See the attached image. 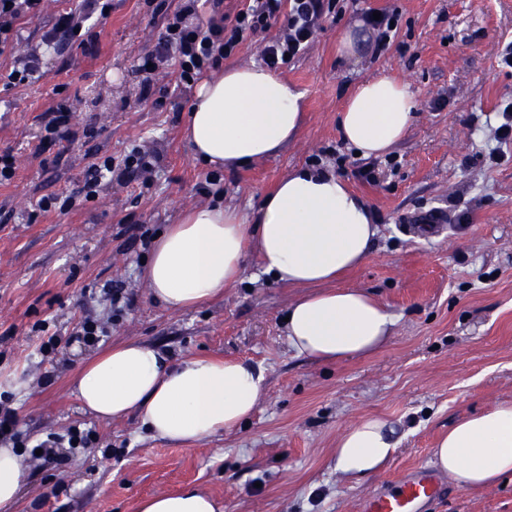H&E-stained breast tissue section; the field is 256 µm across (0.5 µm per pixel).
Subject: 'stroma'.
I'll list each match as a JSON object with an SVG mask.
<instances>
[{
    "instance_id": "stroma-1",
    "label": "stroma",
    "mask_w": 512,
    "mask_h": 512,
    "mask_svg": "<svg viewBox=\"0 0 512 512\" xmlns=\"http://www.w3.org/2000/svg\"><path fill=\"white\" fill-rule=\"evenodd\" d=\"M371 10L395 15L386 47L360 60L336 37ZM99 52L44 56L47 74L6 87L12 58L0 56V152L18 168L0 185V405L15 411L26 440L28 480L15 512H134L143 496L192 485L224 512H359L361 500L403 470L431 463L437 438L460 418L512 401V142L495 137L512 107V0H336L301 57L281 68L305 94L302 129L278 155L225 172L219 192L199 191L208 169L182 136L192 92L158 78L157 101L143 100L138 59L157 42L161 19L145 0H112L98 20ZM385 72L407 82L418 110L386 155L361 158L338 135L336 114L350 87ZM71 106L91 137L66 152L36 154L40 116ZM157 153L149 180H102L96 200L36 215L33 203L70 192L98 158L132 147ZM347 179L376 214L372 255L338 279L386 306L396 324L380 351L336 363L297 356L283 318L303 291L261 275L248 258L223 298L169 311L142 278L150 252L130 243L126 219L148 238L189 207L216 201L248 211L297 167ZM446 211L427 233L409 218ZM120 281L131 303L112 316L103 294ZM106 336L76 335L86 316ZM58 336L50 354L44 333ZM125 340L172 356L232 357L260 366L267 392L253 417L229 433L175 445L151 437L138 415L101 420L70 392L82 359ZM365 416L384 419L397 450L368 478L338 476L339 433ZM75 428L91 438L68 461L36 454L48 435ZM431 512H512V482L465 490L452 485Z\"/></svg>"
}]
</instances>
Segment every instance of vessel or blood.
I'll use <instances>...</instances> for the list:
<instances>
[{"instance_id": "vessel-or-blood-1", "label": "vessel or blood", "mask_w": 512, "mask_h": 512, "mask_svg": "<svg viewBox=\"0 0 512 512\" xmlns=\"http://www.w3.org/2000/svg\"><path fill=\"white\" fill-rule=\"evenodd\" d=\"M440 474L426 465L403 471L366 496L361 512H426L432 502L446 496Z\"/></svg>"}]
</instances>
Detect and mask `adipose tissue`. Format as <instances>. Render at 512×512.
I'll use <instances>...</instances> for the list:
<instances>
[{"label":"adipose tissue","mask_w":512,"mask_h":512,"mask_svg":"<svg viewBox=\"0 0 512 512\" xmlns=\"http://www.w3.org/2000/svg\"><path fill=\"white\" fill-rule=\"evenodd\" d=\"M410 86L380 74L358 82L337 115L344 143L361 157L387 153L416 116ZM303 94L257 64L225 68L202 80L186 115L185 138L203 164L224 171L277 155L297 138ZM377 226L370 205L344 177L308 167L281 178L259 208L245 214L215 203L183 212L155 240L145 279L151 298L183 310L223 296L255 255L262 274L308 288L287 309L288 345L324 363L369 355L391 338L395 320L358 288H333L369 258ZM73 388L84 411L102 419L138 414L153 436L185 445L240 427L266 391L265 375L240 359H173L138 341L83 361ZM397 445L387 423L367 417L336 442L334 469L348 479L376 473ZM433 462L464 489L512 478V402L463 417L440 436ZM24 465L0 446V512L19 497ZM135 512H224L210 494L188 486L140 499Z\"/></svg>","instance_id":"adipose-tissue-1"}]
</instances>
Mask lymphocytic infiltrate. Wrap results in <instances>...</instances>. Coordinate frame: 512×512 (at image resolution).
Segmentation results:
<instances>
[{
	"instance_id": "lymphocytic-infiltrate-1",
	"label": "lymphocytic infiltrate",
	"mask_w": 512,
	"mask_h": 512,
	"mask_svg": "<svg viewBox=\"0 0 512 512\" xmlns=\"http://www.w3.org/2000/svg\"><path fill=\"white\" fill-rule=\"evenodd\" d=\"M42 3L43 0H0V54L9 51L16 55L8 75L11 84H28L44 77L42 47L64 50L78 43L86 51H94L98 36L90 30L91 21L107 17L112 10L110 0H80L78 8L55 16L43 31L38 47L16 54L20 41L18 22L28 16H38ZM335 7V0H249L235 16L228 17L223 11V0H183L174 9L157 5L162 32L154 49L140 59L141 95L146 99L153 96V75L156 68L165 65L174 68L175 88L193 87L209 72L218 69L248 36L268 33L282 18L286 21L283 34L270 36L262 52L264 64L278 68L287 57L299 55L313 38L321 20ZM154 165L149 152L133 148L121 167H113L108 158L92 164L78 194L62 200L53 194L43 196L37 208L47 213L59 204L72 207L79 197L93 200L98 184L107 175L114 173L122 180L140 178Z\"/></svg>"
}]
</instances>
